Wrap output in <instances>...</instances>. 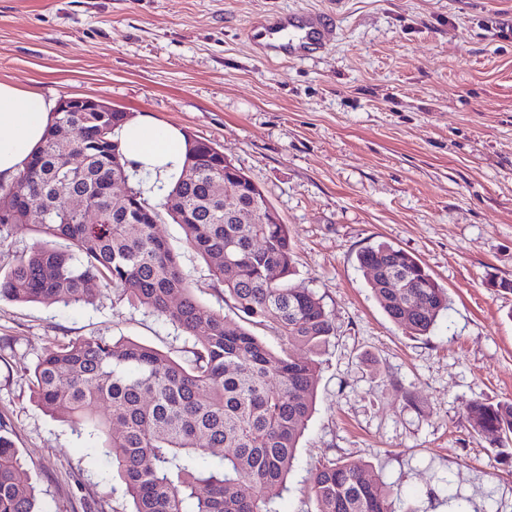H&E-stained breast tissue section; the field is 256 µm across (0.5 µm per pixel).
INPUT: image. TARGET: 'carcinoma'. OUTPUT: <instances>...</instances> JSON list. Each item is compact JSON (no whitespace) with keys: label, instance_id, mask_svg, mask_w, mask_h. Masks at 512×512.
Masks as SVG:
<instances>
[{"label":"carcinoma","instance_id":"obj_1","mask_svg":"<svg viewBox=\"0 0 512 512\" xmlns=\"http://www.w3.org/2000/svg\"><path fill=\"white\" fill-rule=\"evenodd\" d=\"M124 112H56L41 147L9 185H0V244L22 228L42 239L0 270V299L92 300L94 285L115 289L195 340L192 359L129 339H72L48 348L32 384L38 405L94 440L112 459V477L134 512H276L297 443L312 412L320 356L335 335L321 297L291 283L288 225L263 224L265 193L241 171L224 173V154L204 140L188 145L179 177L166 188L182 209L167 215L185 244L224 287L239 321L205 309L179 256L156 232L165 201L112 205V180H130L115 128ZM73 154L80 174L65 178ZM84 203L76 211L71 198ZM389 319L425 336L448 310L445 288L411 253L391 245L357 254ZM281 269L271 281L268 268ZM400 282L385 286L384 276ZM282 339L273 350L251 328ZM306 350L297 355L293 348ZM472 430L495 447L512 441V401L466 407ZM214 456L215 468L199 465ZM22 457L0 424V512H38L21 480ZM316 512H396L394 492L361 460H331L310 478Z\"/></svg>","mask_w":512,"mask_h":512}]
</instances>
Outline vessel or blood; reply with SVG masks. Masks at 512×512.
<instances>
[{"label":"vessel or blood","mask_w":512,"mask_h":512,"mask_svg":"<svg viewBox=\"0 0 512 512\" xmlns=\"http://www.w3.org/2000/svg\"><path fill=\"white\" fill-rule=\"evenodd\" d=\"M334 27V20L321 11L277 14L249 27L248 42L262 50L293 61L320 53Z\"/></svg>","instance_id":"vessel-or-blood-1"}]
</instances>
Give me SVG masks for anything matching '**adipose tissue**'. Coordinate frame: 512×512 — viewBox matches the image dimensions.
Returning <instances> with one entry per match:
<instances>
[{
  "label": "adipose tissue",
  "mask_w": 512,
  "mask_h": 512,
  "mask_svg": "<svg viewBox=\"0 0 512 512\" xmlns=\"http://www.w3.org/2000/svg\"><path fill=\"white\" fill-rule=\"evenodd\" d=\"M54 104L38 91L0 81V183L12 182L42 142L53 119ZM129 169L148 175L145 197L175 180L182 168L187 140L175 126L143 117L115 132Z\"/></svg>",
  "instance_id": "adipose-tissue-1"
}]
</instances>
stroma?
<instances>
[{
    "label": "stroma",
    "instance_id": "obj_1",
    "mask_svg": "<svg viewBox=\"0 0 512 512\" xmlns=\"http://www.w3.org/2000/svg\"><path fill=\"white\" fill-rule=\"evenodd\" d=\"M331 13L323 52H253L276 12ZM0 81L91 97L214 143L291 232L294 283L336 334L278 512H314L312 472L364 460L398 512H512V446L474 434L466 407L512 400V0H0ZM196 299L224 290L164 220ZM386 243L448 291L427 336L374 299L357 263ZM129 338L187 359L164 318L96 285L92 302L0 300V425L40 512H128L112 464L37 406L31 372L77 337ZM412 401H405L404 392Z\"/></svg>",
    "mask_w": 512,
    "mask_h": 512
}]
</instances>
